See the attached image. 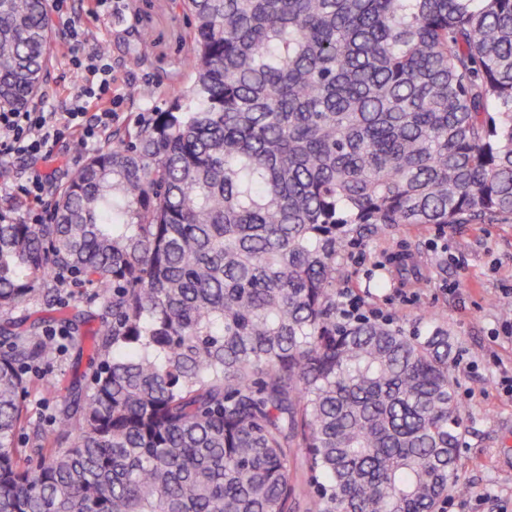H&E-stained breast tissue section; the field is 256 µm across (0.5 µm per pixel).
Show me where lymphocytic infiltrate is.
I'll list each match as a JSON object with an SVG mask.
<instances>
[{"label": "lymphocytic infiltrate", "mask_w": 512, "mask_h": 512, "mask_svg": "<svg viewBox=\"0 0 512 512\" xmlns=\"http://www.w3.org/2000/svg\"><path fill=\"white\" fill-rule=\"evenodd\" d=\"M69 35L74 66L89 74V82L73 96L69 111L37 106L25 112H0V160L49 156L69 135L89 151L111 130L116 114L109 93L119 77L104 52L88 47L84 31L73 26Z\"/></svg>", "instance_id": "f902f5d3"}]
</instances>
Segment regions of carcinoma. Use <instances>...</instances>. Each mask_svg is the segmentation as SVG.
<instances>
[{
	"label": "carcinoma",
	"mask_w": 512,
	"mask_h": 512,
	"mask_svg": "<svg viewBox=\"0 0 512 512\" xmlns=\"http://www.w3.org/2000/svg\"><path fill=\"white\" fill-rule=\"evenodd\" d=\"M174 8L168 107L50 223L0 222L4 320L73 278L101 309L95 370L28 450V374L64 337L0 327V512H437L468 491L448 330L344 323L336 282L366 235L512 218V0ZM52 29L48 0H0L1 112L37 95Z\"/></svg>",
	"instance_id": "carcinoma-1"
}]
</instances>
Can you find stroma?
<instances>
[{
    "mask_svg": "<svg viewBox=\"0 0 512 512\" xmlns=\"http://www.w3.org/2000/svg\"><path fill=\"white\" fill-rule=\"evenodd\" d=\"M68 8L87 32L91 47L107 53L122 77L113 133H123L131 116L146 117L167 108L174 89L162 75L183 57L188 27L171 0H119L115 11L105 16L92 11L88 0H69ZM144 26L153 35L151 62L134 67L129 59L137 43L131 32ZM55 31L42 86L53 90L54 110L64 112L86 76L69 62L67 29L59 25ZM133 87L150 89V97H130ZM89 157L71 137L61 141L50 157L0 163V218L25 221L34 210L50 215L56 190ZM33 166L48 175L43 201L36 209L15 191ZM402 253L414 254L418 280L372 287L371 278ZM441 260L446 263L442 269L437 266ZM89 293L79 283L67 288L57 302L73 316L72 333L78 337L97 326L93 307L86 301ZM336 293L361 299L366 309L409 332L433 323L447 328L454 343L456 396L464 421L459 441L461 480L472 491L497 495L506 512H512V402L500 395L496 385L500 370L512 369V320L502 315L503 308L512 306V221L407 224L390 237L366 236L350 248ZM90 369L89 354L73 346L62 359L32 374L26 400L30 425H47L55 401L66 395L74 374Z\"/></svg>",
    "mask_w": 512,
    "mask_h": 512,
    "instance_id": "35a3bbf8",
    "label": "stroma"
}]
</instances>
